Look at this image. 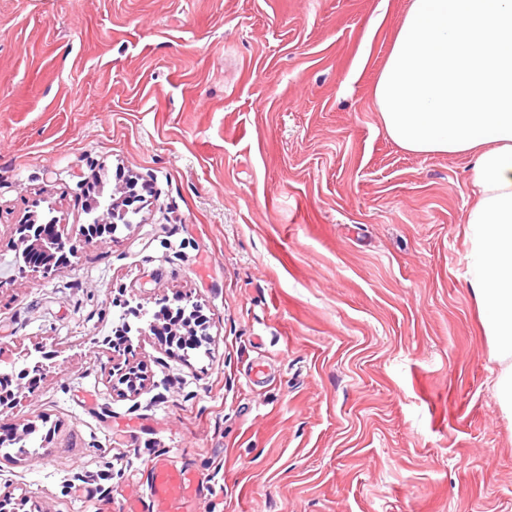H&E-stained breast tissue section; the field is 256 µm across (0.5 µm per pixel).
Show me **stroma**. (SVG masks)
Returning a JSON list of instances; mask_svg holds the SVG:
<instances>
[{
	"label": "stroma",
	"mask_w": 512,
	"mask_h": 512,
	"mask_svg": "<svg viewBox=\"0 0 512 512\" xmlns=\"http://www.w3.org/2000/svg\"><path fill=\"white\" fill-rule=\"evenodd\" d=\"M409 0H0V370L57 356L0 415V494L127 512L157 457L185 512H512L466 280L470 160L386 134L372 89ZM135 176L87 243L89 182ZM56 217L68 264L22 279L14 224ZM130 307L194 304L195 350L96 341Z\"/></svg>",
	"instance_id": "1"
}]
</instances>
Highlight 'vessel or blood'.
I'll return each mask as SVG.
<instances>
[{"mask_svg": "<svg viewBox=\"0 0 512 512\" xmlns=\"http://www.w3.org/2000/svg\"><path fill=\"white\" fill-rule=\"evenodd\" d=\"M146 485V493L134 501L130 512H173L175 504L199 498L204 491L192 471L173 465L165 457L149 465Z\"/></svg>", "mask_w": 512, "mask_h": 512, "instance_id": "b4317fda", "label": "vessel or blood"}]
</instances>
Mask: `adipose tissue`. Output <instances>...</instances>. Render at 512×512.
Returning a JSON list of instances; mask_svg holds the SVG:
<instances>
[{"instance_id":"1","label":"adipose tissue","mask_w":512,"mask_h":512,"mask_svg":"<svg viewBox=\"0 0 512 512\" xmlns=\"http://www.w3.org/2000/svg\"><path fill=\"white\" fill-rule=\"evenodd\" d=\"M373 97L415 155L470 157L468 285L512 416V0H411Z\"/></svg>"}]
</instances>
